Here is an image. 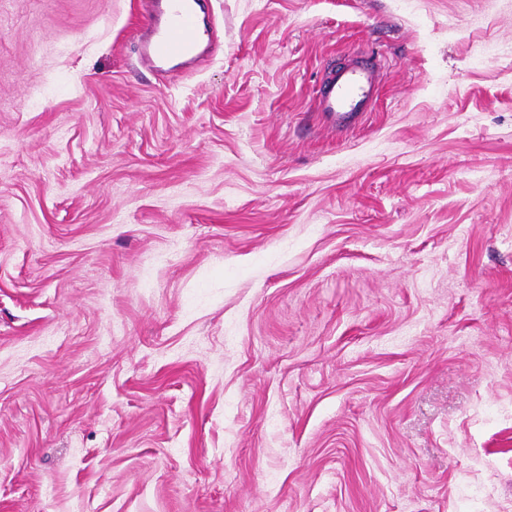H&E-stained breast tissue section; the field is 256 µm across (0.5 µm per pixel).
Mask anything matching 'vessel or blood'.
I'll list each match as a JSON object with an SVG mask.
<instances>
[{
  "instance_id": "obj_1",
  "label": "vessel or blood",
  "mask_w": 512,
  "mask_h": 512,
  "mask_svg": "<svg viewBox=\"0 0 512 512\" xmlns=\"http://www.w3.org/2000/svg\"><path fill=\"white\" fill-rule=\"evenodd\" d=\"M154 2L160 11L151 29L142 36V61L159 71L173 60L196 58L201 44L209 40L210 32L201 27L192 0ZM379 84L377 64L351 61L326 72L318 110L336 128L356 125L366 116Z\"/></svg>"
}]
</instances>
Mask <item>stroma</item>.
I'll return each instance as SVG.
<instances>
[{"instance_id": "1", "label": "stroma", "mask_w": 512, "mask_h": 512, "mask_svg": "<svg viewBox=\"0 0 512 512\" xmlns=\"http://www.w3.org/2000/svg\"><path fill=\"white\" fill-rule=\"evenodd\" d=\"M198 2L0 0V512H512V0ZM162 7L151 29L142 35L141 60L156 71L176 59H194L210 32L202 29L190 0H151ZM165 3L163 4V2ZM379 84L377 64L352 60L342 68L326 72L318 110L338 129L356 125L366 116Z\"/></svg>"}]
</instances>
